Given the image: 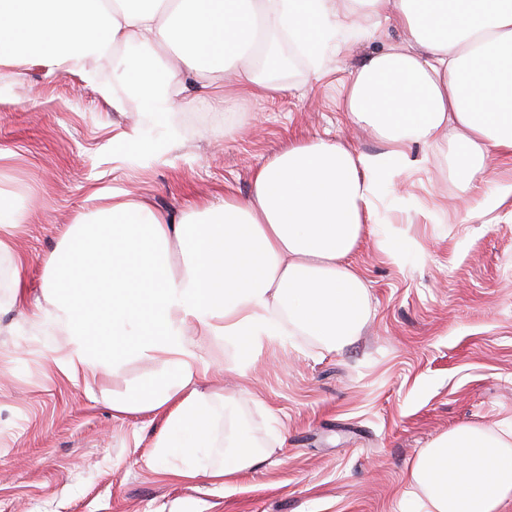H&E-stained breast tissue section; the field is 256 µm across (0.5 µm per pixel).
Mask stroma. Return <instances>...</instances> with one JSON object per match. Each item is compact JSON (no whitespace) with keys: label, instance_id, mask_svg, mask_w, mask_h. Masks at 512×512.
<instances>
[{"label":"stroma","instance_id":"stroma-1","mask_svg":"<svg viewBox=\"0 0 512 512\" xmlns=\"http://www.w3.org/2000/svg\"><path fill=\"white\" fill-rule=\"evenodd\" d=\"M387 25L337 43L319 77L299 62L292 94L238 99L204 91L168 113L177 136L161 156L136 102L121 112L80 74L46 75L38 62L0 70V189L30 214L0 257V512H404L419 453L460 425L512 431V196L497 208L464 188L447 152L411 145V174L378 188L372 228L351 257L367 286L358 332L334 346L315 336L197 341L215 364L211 447L190 482L165 471L154 444L164 412L119 414L113 396L154 375L130 357L93 387L65 376V335L13 301L14 256L30 297L43 260L100 189L179 213L191 201L246 196L255 169L288 144L334 139L384 154L344 110V81L376 51L406 45ZM238 130L224 137L225 126ZM257 464L225 484L207 473L240 437Z\"/></svg>","mask_w":512,"mask_h":512}]
</instances>
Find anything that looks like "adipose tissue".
Listing matches in <instances>:
<instances>
[{"label": "adipose tissue", "mask_w": 512, "mask_h": 512, "mask_svg": "<svg viewBox=\"0 0 512 512\" xmlns=\"http://www.w3.org/2000/svg\"><path fill=\"white\" fill-rule=\"evenodd\" d=\"M384 0H0V69L40 62L48 74L82 70L112 47H146L123 96L151 112L185 100L191 84L235 95L282 97L287 83L259 75L252 50L269 28L302 48L317 74L329 41L378 25ZM407 46L350 71L346 112L387 147L386 160L317 137L258 167L247 197L187 207L178 216L142 198L94 190L45 259L40 320L62 329L58 358L94 384L117 356L156 365L118 412L165 410L158 455H177V480L194 479L208 444L210 368L187 331L207 340L299 332L333 342L354 334L365 284L348 262L374 215L379 178L397 179L418 143L460 158L465 185L488 180L489 160L512 156V0H391ZM171 51L159 61L155 49ZM417 512H500L512 499V434L462 425L413 463Z\"/></svg>", "instance_id": "ef3b65f1"}]
</instances>
